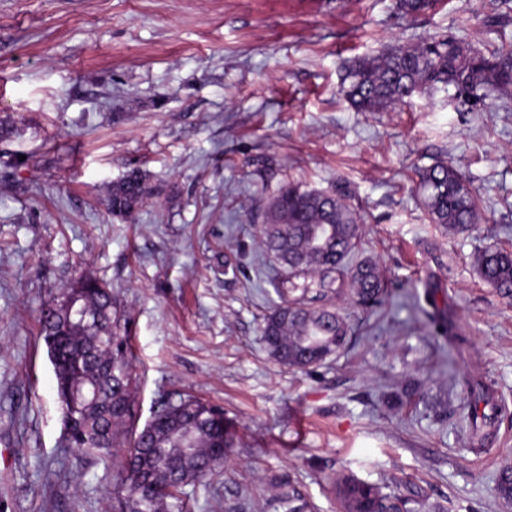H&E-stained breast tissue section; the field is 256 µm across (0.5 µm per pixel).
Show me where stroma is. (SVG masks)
<instances>
[{
  "mask_svg": "<svg viewBox=\"0 0 512 512\" xmlns=\"http://www.w3.org/2000/svg\"><path fill=\"white\" fill-rule=\"evenodd\" d=\"M438 33L512 47V0L413 19L395 0H0V512H112L121 489L120 458L75 464L39 334L85 274L126 321L128 425L189 394L232 433L188 512H266L291 490L340 512L339 471L434 512H512V299L476 272L479 248L512 244V94L470 110L442 86L358 112L340 92L355 58ZM438 161L477 192L470 232L423 210L417 171ZM134 170L155 192L121 220L104 192ZM290 180L347 196L389 290L344 302L345 348L305 371L260 341L279 298L257 227ZM436 309L452 334L434 336Z\"/></svg>",
  "mask_w": 512,
  "mask_h": 512,
  "instance_id": "stroma-1",
  "label": "stroma"
}]
</instances>
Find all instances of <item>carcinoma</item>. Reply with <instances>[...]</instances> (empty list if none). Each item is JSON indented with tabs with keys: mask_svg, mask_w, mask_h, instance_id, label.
<instances>
[{
	"mask_svg": "<svg viewBox=\"0 0 512 512\" xmlns=\"http://www.w3.org/2000/svg\"><path fill=\"white\" fill-rule=\"evenodd\" d=\"M433 0H397V9L417 15ZM439 85L455 90L465 105L483 104L491 91L512 88V49L488 54L451 35H433L419 43L397 42L376 56L345 68V97L360 112H383L418 91ZM422 205L433 224L465 233L480 220L479 205L463 175L439 161L419 174ZM146 174L133 171L115 181L105 202L113 216L131 219L151 196ZM363 217L337 192L283 185L262 212L260 236L267 256L288 277H280V303L263 322L261 340L277 362L305 370L320 365L347 343L349 325L335 300L350 290L360 305L378 306L387 296L376 264L349 265L361 236ZM480 279L512 297V249L489 244L479 249ZM82 315L69 328L60 303L43 308L40 336L57 361L55 391L61 407L78 394L85 406L72 418L69 447L86 458L112 453L116 429L130 415L132 378L128 337L112 292L88 276L81 284ZM211 407L191 397L168 400L155 413L152 431L134 433L122 452L123 485L113 512H185V486L213 474L200 462L224 449L227 431L200 413ZM341 512H409L408 499L385 485L338 474L334 480ZM275 512H306L295 493L268 503Z\"/></svg>",
	"mask_w": 512,
	"mask_h": 512,
	"instance_id": "1",
	"label": "carcinoma"
}]
</instances>
